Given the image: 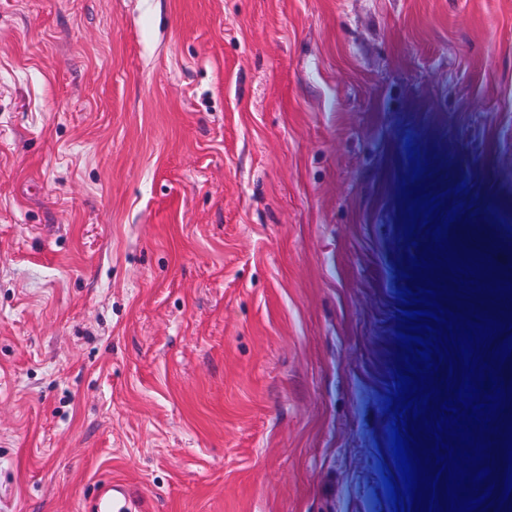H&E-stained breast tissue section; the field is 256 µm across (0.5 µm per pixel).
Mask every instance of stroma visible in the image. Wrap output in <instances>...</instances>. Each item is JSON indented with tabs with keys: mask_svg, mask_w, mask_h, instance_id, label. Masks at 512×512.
I'll list each match as a JSON object with an SVG mask.
<instances>
[{
	"mask_svg": "<svg viewBox=\"0 0 512 512\" xmlns=\"http://www.w3.org/2000/svg\"><path fill=\"white\" fill-rule=\"evenodd\" d=\"M428 161L512 235V0H0V512H391ZM131 493L119 480L103 484L92 502L91 512H127Z\"/></svg>",
	"mask_w": 512,
	"mask_h": 512,
	"instance_id": "stroma-1",
	"label": "stroma"
}]
</instances>
